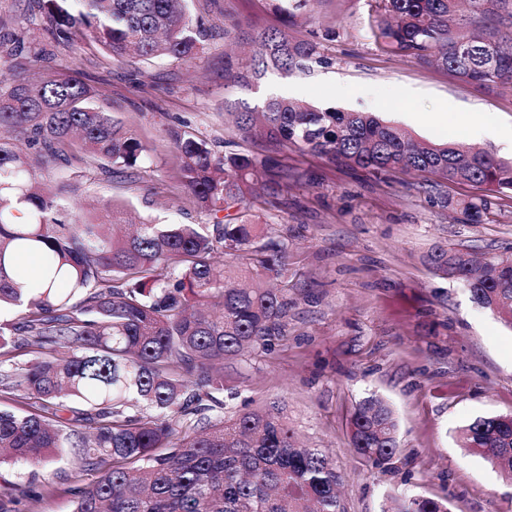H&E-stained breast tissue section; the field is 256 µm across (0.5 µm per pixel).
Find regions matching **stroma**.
Wrapping results in <instances>:
<instances>
[{
  "mask_svg": "<svg viewBox=\"0 0 512 512\" xmlns=\"http://www.w3.org/2000/svg\"><path fill=\"white\" fill-rule=\"evenodd\" d=\"M22 0H0V80L75 77L114 119L134 126L150 157L130 177H108L73 160L83 192L73 201L108 197L131 219L210 224L182 191L171 132L203 133L217 151L251 152L236 136L239 112L261 109L272 95L321 108L375 112L418 138L491 148L450 121L447 107L475 119L512 123V88L475 86L434 65L381 49L371 36L379 18L372 0H321L322 25L295 34L317 42L324 65L305 74L271 71L249 86L225 85V55L244 59L254 28L280 20L269 0H189L188 12L212 31L190 62L142 65L113 60L94 43L51 45L44 62L13 52ZM414 92L406 109L389 108L399 89ZM288 190L256 205L288 240V295L295 299L288 333L271 353L226 363L239 382L233 409L285 401L301 441L331 457L342 477L347 512H385L412 492L447 499L450 512H512V474L456 444L459 426L479 416L512 413V330L473 302L452 278L433 274L423 256L443 243L475 254L512 252V200L488 220L463 224L433 203L425 176H373L289 149ZM378 395L394 408L399 448L391 465L374 467L350 445L356 403Z\"/></svg>",
  "mask_w": 512,
  "mask_h": 512,
  "instance_id": "35a3bbf8",
  "label": "stroma"
}]
</instances>
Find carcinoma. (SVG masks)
Listing matches in <instances>:
<instances>
[{"instance_id":"carcinoma-1","label":"carcinoma","mask_w":512,"mask_h":512,"mask_svg":"<svg viewBox=\"0 0 512 512\" xmlns=\"http://www.w3.org/2000/svg\"><path fill=\"white\" fill-rule=\"evenodd\" d=\"M32 2L37 10L13 37L21 50L31 31L45 29L58 43L92 40L118 59L187 61L209 37L188 16V0ZM314 2L273 3L283 28L256 32L246 71L226 59L224 82L259 81L270 69L305 74L322 62L317 43L290 34ZM376 8L386 19L373 35L387 50L473 85L512 84V0H376ZM235 129L267 153L222 154L202 138L171 133L184 193L211 215L239 210L258 184L288 186V167L272 155L288 147L376 175L412 170L438 187H480L482 195L437 197L466 224L481 223L495 198L512 195V158L420 140L370 112L276 97L259 117L239 114ZM74 151L119 176L138 168L148 147L96 108L77 78L0 83V309H19L16 321L0 323V398L40 400L28 412L0 408V465L23 460L43 469L72 451V512H346L333 462L298 445L283 404L224 412V362L268 352L284 335L292 300L267 281L288 277L286 239L259 221L148 220L128 233L124 207L113 200L94 206L106 220L72 214L63 200L78 187L44 189L33 164L61 166ZM22 208L28 219L19 223ZM218 251L235 262L217 266ZM26 252L44 263L42 280L31 285L7 271ZM423 260L512 329L511 253L477 265L463 250L436 244ZM23 345L38 356L15 361L13 349ZM397 431L384 399L356 405L351 446L367 463L390 464ZM457 438L472 454L512 469V414L476 417ZM52 485L46 474L18 497H0V512H19L21 500L36 502ZM394 512L449 509L409 493Z\"/></svg>"}]
</instances>
